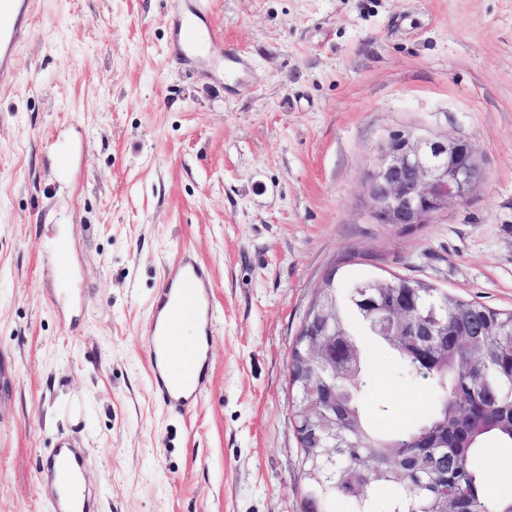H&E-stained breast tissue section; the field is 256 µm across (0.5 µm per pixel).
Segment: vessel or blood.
<instances>
[{"label":"vessel or blood","mask_w":512,"mask_h":512,"mask_svg":"<svg viewBox=\"0 0 512 512\" xmlns=\"http://www.w3.org/2000/svg\"><path fill=\"white\" fill-rule=\"evenodd\" d=\"M26 0H0V74L10 75L15 52L27 34L24 18ZM200 9L177 14L175 28L184 34L188 45L202 52L219 33L202 26ZM194 282L196 296L181 292L183 282ZM215 322L213 283L208 267L192 254H184L179 264L164 279L155 301L149 328L151 383L160 404L169 411L193 410L210 383L212 375V333ZM194 324L196 334L186 338L183 329ZM183 364L180 375L167 372L169 361ZM83 459L76 448H55L39 476L41 485L51 489L53 512H94V495L81 478Z\"/></svg>","instance_id":"obj_1"}]
</instances>
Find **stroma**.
Listing matches in <instances>:
<instances>
[{"mask_svg":"<svg viewBox=\"0 0 512 512\" xmlns=\"http://www.w3.org/2000/svg\"><path fill=\"white\" fill-rule=\"evenodd\" d=\"M174 2L28 0L0 81V512H52L37 471L63 440L98 512H301L288 357L334 260L512 310V0H199L222 38L184 57ZM395 132L467 139L484 171L408 235L364 203ZM187 252L213 274V374L176 415L148 329ZM367 363L373 427L434 403L384 346ZM476 466L512 496L511 446L486 437Z\"/></svg>","mask_w":512,"mask_h":512,"instance_id":"1","label":"stroma"}]
</instances>
